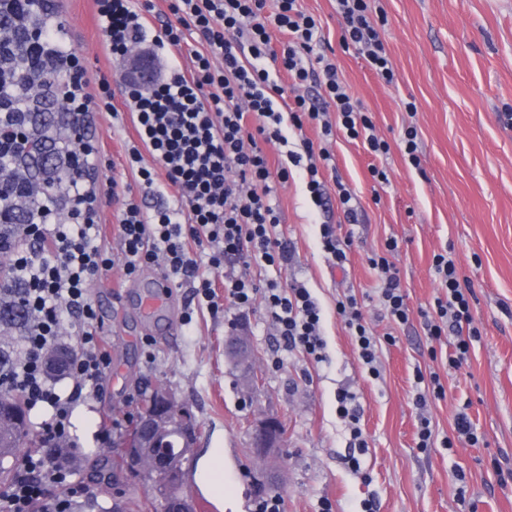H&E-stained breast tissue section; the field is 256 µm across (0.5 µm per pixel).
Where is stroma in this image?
I'll list each match as a JSON object with an SVG mask.
<instances>
[{
	"instance_id": "1",
	"label": "stroma",
	"mask_w": 512,
	"mask_h": 512,
	"mask_svg": "<svg viewBox=\"0 0 512 512\" xmlns=\"http://www.w3.org/2000/svg\"><path fill=\"white\" fill-rule=\"evenodd\" d=\"M60 17L69 43L92 81L93 90L118 86L117 66L103 52L95 0H61ZM321 25L325 52L349 93L369 112L388 141L386 156H373L358 140L323 136L305 125L304 138L331 155L324 177L338 175L357 194L360 223L341 224L335 205L319 209L294 170L278 185L280 229L294 245L286 272L254 267L255 279L279 276L304 281L323 310L328 359L317 363L285 351L262 301L251 308L196 310L184 323L190 291L171 289L160 325L142 317L136 296L160 270L124 280L111 272L90 290L100 316L99 334L112 350L102 385L104 396L80 404L79 412L110 415L111 436L98 426L74 424L78 443L71 487L62 495L76 502L97 497L112 503V455L136 413L135 396L145 388L172 391L194 414L200 429L196 456L224 451V499L189 484L195 512H253L268 472L278 480L284 512H361L364 500L376 512H512V0H370L383 17L382 35L397 82L384 84L355 50L339 43L340 21L333 0H299ZM117 93L111 103L122 107ZM95 142L102 224L113 227L123 207L113 198L111 179L130 184L135 173L128 151L137 142L129 121L99 116ZM418 131L420 165L399 147L407 127ZM386 168L389 185L375 189L372 166ZM141 206L155 196L133 191ZM339 225L353 244L345 271L332 268L321 249L320 224ZM398 242L389 260L412 310L395 324L378 301L380 274L369 263ZM448 252L461 282L473 290V325L480 331L461 366L448 364L455 339L429 337L421 316L437 294L431 265ZM356 295L376 339L379 376L364 368L336 301ZM245 322L253 372L224 354V339ZM438 374L442 399L415 404L417 374ZM347 387L358 396L359 426L368 442L360 471L348 464L350 434L336 415V393ZM467 412L477 443L455 438V418ZM282 421L280 454L271 462L251 454L256 419ZM433 431L432 447L417 446L421 418ZM453 447H443L445 437Z\"/></svg>"
}]
</instances>
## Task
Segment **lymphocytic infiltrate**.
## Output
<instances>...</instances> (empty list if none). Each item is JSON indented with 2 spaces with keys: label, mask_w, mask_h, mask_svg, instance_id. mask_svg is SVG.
<instances>
[{
  "label": "lymphocytic infiltrate",
  "mask_w": 512,
  "mask_h": 512,
  "mask_svg": "<svg viewBox=\"0 0 512 512\" xmlns=\"http://www.w3.org/2000/svg\"><path fill=\"white\" fill-rule=\"evenodd\" d=\"M340 40L354 48L385 83L395 71L368 0H335ZM143 0H100L106 49L115 57L148 63L149 83L130 70L119 82L135 118L139 140L155 164L138 163L139 184L160 202L143 210L127 202L118 215V243L105 242L99 224L98 180L94 165L97 116L103 98L91 91L90 80L76 53H69L59 81L70 82L73 94L64 108L78 120L68 149L80 160L64 172L62 198L43 200L31 221L0 231V298L20 299L27 316L13 346L12 365L0 374V392L18 393L27 410L40 412L43 446L15 459V474L0 493L7 512H63L68 503L52 497L73 470L59 448L70 441L71 419L78 403L102 397V379L112 364L97 331L100 320L89 294L92 284L112 269L123 277L150 266L162 267L173 287H188L195 306L219 311L223 303L250 308L262 299L283 347L314 362L325 358L322 311L298 280L258 282L243 274L253 266L285 269L292 246L280 232L281 213L276 185L288 181L293 169L305 170L306 189L315 206L335 198L346 223L357 221L360 204L343 181L327 188L319 170L330 161L327 150H315L309 139L294 142L283 129H303L319 122L324 134L339 129L361 140L373 155L388 153L376 126L348 93L336 65L317 47L321 30L298 0H173V19L160 23L158 35L146 32ZM288 40L281 51L271 49V32ZM193 67L180 70L161 64L160 43L180 49L189 40ZM287 72L281 85L272 72ZM281 148L270 163L263 143ZM173 188L176 205L162 202L164 188ZM370 262L382 274L379 301L398 324L408 321L410 308L397 272L386 256ZM433 274L441 292L434 300L426 327L433 338L456 339L449 365H461L474 336L471 289L462 286L452 258L435 254ZM336 313L353 336L359 358L376 373V338L356 295L336 302ZM77 337L65 374H47L45 361L66 337Z\"/></svg>",
  "instance_id": "obj_1"
}]
</instances>
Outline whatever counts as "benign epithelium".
<instances>
[{
    "mask_svg": "<svg viewBox=\"0 0 512 512\" xmlns=\"http://www.w3.org/2000/svg\"><path fill=\"white\" fill-rule=\"evenodd\" d=\"M224 352L238 362L250 364L249 344L239 332L225 340ZM173 416L180 422L183 446L195 447L199 430L192 413L172 392L160 388L151 404L137 416V428L126 435L121 452L116 455L124 471L142 472L149 469L181 481L179 473L172 469L168 450L150 455L142 451L148 436L152 437V447L165 446L164 436ZM282 440V429L277 418L263 416L256 420L252 427V447L256 456L266 457L273 449L281 446Z\"/></svg>",
    "mask_w": 512,
    "mask_h": 512,
    "instance_id": "obj_1",
    "label": "benign epithelium"
}]
</instances>
